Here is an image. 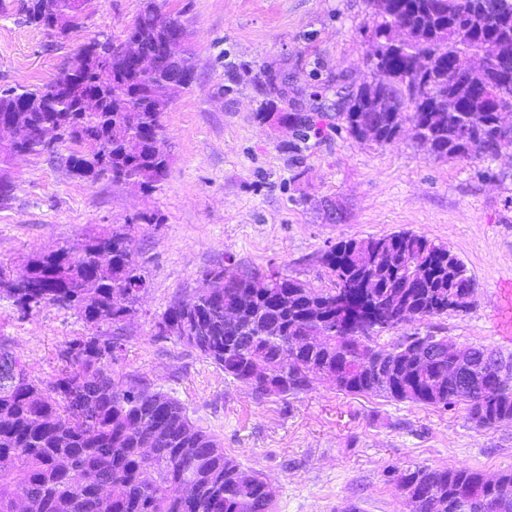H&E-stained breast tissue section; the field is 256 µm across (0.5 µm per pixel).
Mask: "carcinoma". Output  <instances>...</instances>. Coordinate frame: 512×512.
Wrapping results in <instances>:
<instances>
[{
  "mask_svg": "<svg viewBox=\"0 0 512 512\" xmlns=\"http://www.w3.org/2000/svg\"><path fill=\"white\" fill-rule=\"evenodd\" d=\"M89 0H27L25 21L67 36ZM377 17L368 60L374 79L344 95L342 128L361 140L394 143L404 127L418 147L436 158L475 162L494 158L512 143V127L499 108L512 109V0H370ZM163 5L146 0L121 40L94 39L49 84L19 90L0 87V115L16 124L7 154L39 155L55 141L72 145L66 166L90 183L107 178L154 189L167 175L171 154L163 115L195 78L192 53L182 46V87L167 84L159 67L141 75L120 53L137 41L163 52ZM462 58L479 61L457 72ZM101 94L84 109L66 91L69 74ZM280 71L266 67L261 85L265 123L286 121L295 140L306 141L310 117L290 112ZM131 225L105 230L78 248L61 246L29 257L25 275L0 265V291L21 312L47 305L76 310L91 327L117 323L136 311L148 281L134 257ZM380 245L383 263L367 265L366 251ZM332 281L313 288L281 272L245 274L218 265L208 270L186 306L174 302L158 322L173 336L224 370V375L266 396H297L322 374L347 395L377 396L443 410L463 407L483 429L512 423V352L483 345L448 350L449 339L430 332L386 342L383 334L405 324L466 311L472 277L448 246L411 231L350 238L320 256ZM371 306L386 326L353 338L345 309ZM303 336L315 345L294 350ZM441 356L421 362L426 349ZM123 349L114 336H89L59 351L58 377L37 384L21 359L0 343V359L14 368L0 381V512H273L267 482L224 454L216 437L196 427L173 397L137 379L120 385L108 369ZM497 356L498 375L487 359ZM263 376L269 391L253 381ZM466 385L478 397L460 396ZM156 443L143 453L146 438ZM399 486L419 492L409 512H512V470L495 478L466 467L408 466ZM469 492L468 508L458 495Z\"/></svg>",
  "mask_w": 512,
  "mask_h": 512,
  "instance_id": "cac0c4a2",
  "label": "carcinoma"
}]
</instances>
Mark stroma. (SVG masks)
<instances>
[{
    "label": "stroma",
    "mask_w": 512,
    "mask_h": 512,
    "mask_svg": "<svg viewBox=\"0 0 512 512\" xmlns=\"http://www.w3.org/2000/svg\"><path fill=\"white\" fill-rule=\"evenodd\" d=\"M23 0H0V86L43 85L84 43L123 38L144 0H90L83 26L58 38L20 18ZM186 10L196 79L165 112L172 162L155 189L88 184L57 156L0 158V265L22 272L31 252L80 245L88 233L132 225L135 258L149 287L135 313L101 325L124 348L113 378L136 376L179 400L227 456L262 474L274 512H407L395 472L417 463L466 466L493 476L512 469V424L491 430L448 411L382 397L347 395L321 378L297 396H259L156 324L203 274L229 265L274 268L326 288L321 253L349 238L409 230L446 244L476 290L471 307L404 332L430 331L460 345L512 351V146L476 163L438 159L409 134L381 146L338 126L334 101L345 83L371 81L366 60L375 26L368 0H167ZM287 62L289 100L318 128L301 155L288 134L259 123L262 68ZM344 207L326 218L319 202ZM92 330L72 309L24 316L0 300V343L29 377L58 374L60 349Z\"/></svg>",
    "instance_id": "1"
}]
</instances>
